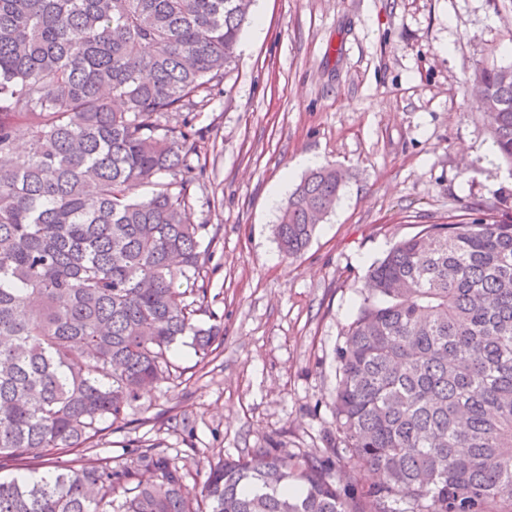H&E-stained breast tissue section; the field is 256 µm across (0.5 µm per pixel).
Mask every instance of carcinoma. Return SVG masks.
Wrapping results in <instances>:
<instances>
[{
  "label": "carcinoma",
  "instance_id": "1",
  "mask_svg": "<svg viewBox=\"0 0 512 512\" xmlns=\"http://www.w3.org/2000/svg\"><path fill=\"white\" fill-rule=\"evenodd\" d=\"M252 3L0 0V470H15L0 512H512V220L487 215L429 224L370 270L338 351L344 476L328 455L265 449L219 458L196 494L152 448L115 467L29 462L127 424L172 379V345L204 360L222 333L195 319L198 131L161 119L223 84ZM508 68L478 72L477 109L512 165ZM343 185L333 165L301 179L273 229L284 257ZM363 468L381 481L359 484Z\"/></svg>",
  "mask_w": 512,
  "mask_h": 512
}]
</instances>
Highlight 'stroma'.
Wrapping results in <instances>:
<instances>
[{
  "instance_id": "35a3bbf8",
  "label": "stroma",
  "mask_w": 512,
  "mask_h": 512,
  "mask_svg": "<svg viewBox=\"0 0 512 512\" xmlns=\"http://www.w3.org/2000/svg\"><path fill=\"white\" fill-rule=\"evenodd\" d=\"M222 89L193 112L203 176L192 223L209 250L198 320L223 330L178 379L109 427L85 463L155 448L200 491L209 465L276 448L342 447L337 352L397 242L452 215L512 220V167L476 111V72L512 63V0H256ZM314 155L345 175L335 210L296 260L272 233Z\"/></svg>"
}]
</instances>
